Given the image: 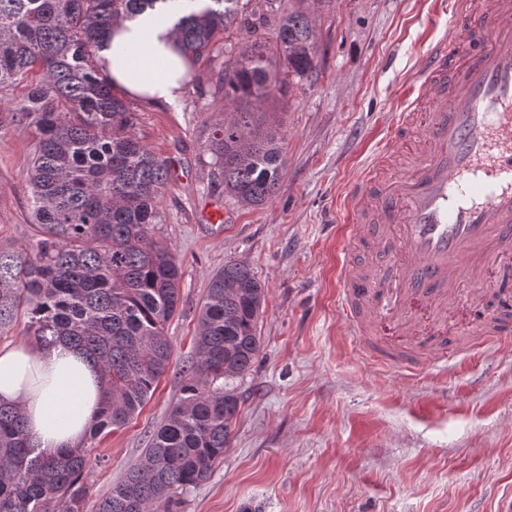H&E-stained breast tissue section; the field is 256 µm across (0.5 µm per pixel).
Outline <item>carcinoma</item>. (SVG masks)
Here are the masks:
<instances>
[{
  "label": "carcinoma",
  "mask_w": 512,
  "mask_h": 512,
  "mask_svg": "<svg viewBox=\"0 0 512 512\" xmlns=\"http://www.w3.org/2000/svg\"><path fill=\"white\" fill-rule=\"evenodd\" d=\"M168 0H0V109L3 93L23 95L0 117L31 128L27 171L37 238L0 247V331L20 309L37 343L71 344L97 368L101 398L89 431L125 425L170 368L168 322L179 311L183 273L154 239L170 163L136 135L137 113L100 76L97 52L112 27ZM239 0H182L173 34L196 62L224 55V29ZM244 19L235 59L219 74L232 119L205 146L240 203L258 207L277 194L285 171L281 137L250 105L285 95L290 78L316 69V26L294 12L277 29L272 63ZM265 284L249 265L215 271L199 311L195 353L166 419L138 464L112 486L97 512H176V494L204 483L224 460L237 394L226 380L247 373L261 341ZM87 450L42 451L26 435L17 406L0 404V512H85Z\"/></svg>",
  "instance_id": "carcinoma-1"
}]
</instances>
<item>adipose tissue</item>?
Masks as SVG:
<instances>
[{"label": "adipose tissue", "instance_id": "ef3b65f1", "mask_svg": "<svg viewBox=\"0 0 512 512\" xmlns=\"http://www.w3.org/2000/svg\"><path fill=\"white\" fill-rule=\"evenodd\" d=\"M176 13L159 4L113 27L98 66L115 89L154 104L178 102L192 62L172 33ZM99 401L96 368L70 346L0 347V403L23 409L27 433L41 449L82 446Z\"/></svg>", "mask_w": 512, "mask_h": 512}]
</instances>
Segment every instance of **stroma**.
I'll list each match as a JSON object with an SVG mask.
<instances>
[{
  "mask_svg": "<svg viewBox=\"0 0 512 512\" xmlns=\"http://www.w3.org/2000/svg\"><path fill=\"white\" fill-rule=\"evenodd\" d=\"M266 38L287 13L317 28V68L273 112L287 161L280 192L258 207L225 194L205 149L230 119L222 95L186 88L177 105L132 99L136 132L177 163L155 239L181 264L182 303L166 332L170 369L134 418L97 436L85 512L136 465L179 396L211 274L247 263L266 286L251 370L229 380L239 412L223 462L179 512H503L512 504V347L471 352L406 375L373 363L338 306L346 249L339 196L372 160L413 85L416 64L448 32L441 0H241ZM30 129L0 131V246L36 231L26 173Z\"/></svg>",
  "mask_w": 512,
  "mask_h": 512,
  "instance_id": "1",
  "label": "stroma"
}]
</instances>
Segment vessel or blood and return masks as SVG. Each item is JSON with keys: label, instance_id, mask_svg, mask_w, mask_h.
<instances>
[{"label": "vessel or blood", "instance_id": "vessel-or-blood-1", "mask_svg": "<svg viewBox=\"0 0 512 512\" xmlns=\"http://www.w3.org/2000/svg\"><path fill=\"white\" fill-rule=\"evenodd\" d=\"M448 14L416 97L341 203L348 241L375 257L340 277L345 323L376 361L412 375L447 363L456 309L483 302L459 281L491 264L503 309L473 333L488 350L512 340V0H448Z\"/></svg>", "mask_w": 512, "mask_h": 512}]
</instances>
